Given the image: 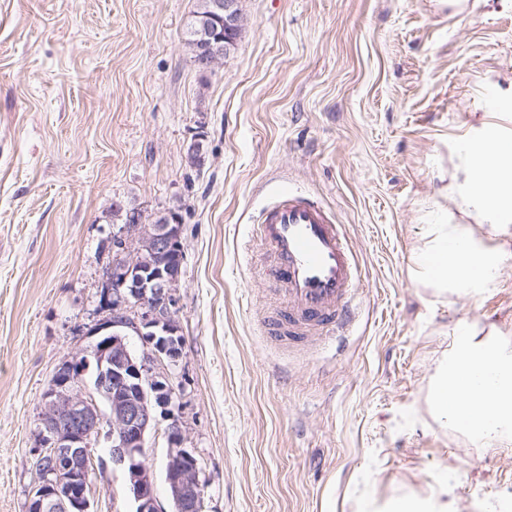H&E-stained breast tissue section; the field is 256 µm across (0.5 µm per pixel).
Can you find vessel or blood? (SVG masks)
<instances>
[{
    "label": "vessel or blood",
    "mask_w": 512,
    "mask_h": 512,
    "mask_svg": "<svg viewBox=\"0 0 512 512\" xmlns=\"http://www.w3.org/2000/svg\"><path fill=\"white\" fill-rule=\"evenodd\" d=\"M256 234L272 251L271 274L283 296L263 319L265 333L297 353L335 342L353 321L361 273L334 215L311 195L288 189L263 211Z\"/></svg>",
    "instance_id": "obj_1"
}]
</instances>
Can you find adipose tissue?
<instances>
[{"label":"adipose tissue","instance_id":"obj_1","mask_svg":"<svg viewBox=\"0 0 512 512\" xmlns=\"http://www.w3.org/2000/svg\"><path fill=\"white\" fill-rule=\"evenodd\" d=\"M485 138L488 150L469 156L466 194L480 224L496 234L512 223V140L491 125ZM425 237L413 258L415 274L437 291L475 294L501 270L500 251L480 248L459 225H426ZM478 395L492 398V406L477 405ZM431 403L447 422L477 438L511 442L512 354L473 332L454 338L438 367Z\"/></svg>","mask_w":512,"mask_h":512}]
</instances>
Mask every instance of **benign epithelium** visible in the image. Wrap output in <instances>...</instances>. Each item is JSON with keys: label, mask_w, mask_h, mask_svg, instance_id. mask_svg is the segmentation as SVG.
<instances>
[{"label": "benign epithelium", "mask_w": 512, "mask_h": 512, "mask_svg": "<svg viewBox=\"0 0 512 512\" xmlns=\"http://www.w3.org/2000/svg\"><path fill=\"white\" fill-rule=\"evenodd\" d=\"M240 0H210L200 22L196 65L207 71L234 47L243 27ZM124 223L112 232L117 259L103 273L106 315L90 330L97 337L82 355L63 360L43 392L33 432L36 485L29 512H94L90 477L93 446L109 445L123 470L135 512H165L152 471L141 461L157 415L170 424L165 482L172 512H204L197 459L183 448L174 414L172 374L182 354L176 288L184 260L182 217L162 210L145 223L143 212L121 201ZM142 341L137 351L130 334Z\"/></svg>", "instance_id": "obj_1"}]
</instances>
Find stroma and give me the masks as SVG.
<instances>
[{
	"label": "stroma",
	"mask_w": 512,
	"mask_h": 512,
	"mask_svg": "<svg viewBox=\"0 0 512 512\" xmlns=\"http://www.w3.org/2000/svg\"><path fill=\"white\" fill-rule=\"evenodd\" d=\"M199 0H0V512H27L32 433L61 361L90 346L112 202L181 211L172 383L205 512H439L512 504V444L438 416L430 388L465 329L512 347V227L494 236L457 193L466 147L512 137V0H241L244 25L200 73ZM207 134L205 163L186 149ZM342 224L362 284L337 353L259 334L279 303L244 245L281 190ZM428 224H466L504 255L473 296L417 282ZM167 420L145 463L165 512ZM95 512H134L104 448Z\"/></svg>",
	"instance_id": "stroma-1"
}]
</instances>
